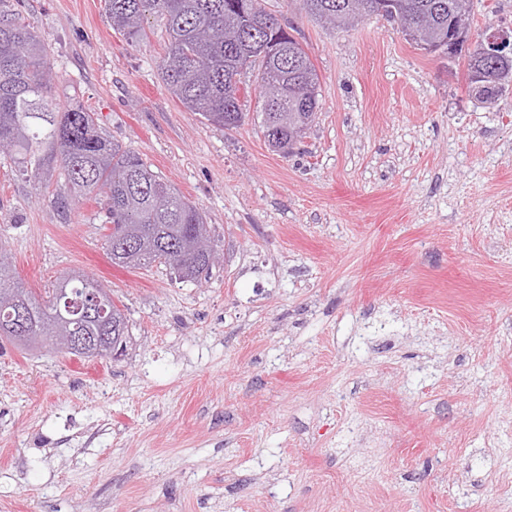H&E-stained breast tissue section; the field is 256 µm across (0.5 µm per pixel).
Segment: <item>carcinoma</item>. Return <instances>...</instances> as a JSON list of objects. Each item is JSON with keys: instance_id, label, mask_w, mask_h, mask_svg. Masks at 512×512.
<instances>
[{"instance_id": "1", "label": "carcinoma", "mask_w": 512, "mask_h": 512, "mask_svg": "<svg viewBox=\"0 0 512 512\" xmlns=\"http://www.w3.org/2000/svg\"><path fill=\"white\" fill-rule=\"evenodd\" d=\"M112 27L137 43L145 36L149 15L165 19L167 53L159 69L167 90L190 112L221 130L238 128L244 112L234 77L255 74L265 112L256 113L262 134L268 130L297 144L317 117L319 77L303 45L265 0H107ZM302 9L334 28H347L375 14L377 0H301ZM397 18L413 20L431 39L471 21L462 0H393ZM279 57L263 54L270 41ZM512 83L468 85L470 95L491 103ZM50 44L25 23L20 0H0V144L16 170L35 189H49L53 173L61 188L55 203L66 208L67 194L105 198V223L112 232L105 246L116 266L143 269L167 264V258L190 261L184 282H195L215 263L195 256L198 238L219 251L206 215L197 204L154 172L134 149L112 141L98 114L75 96L55 95ZM75 289L72 300L87 306L89 293L103 288L80 272L63 276ZM30 299L28 332L52 341L62 353L58 302L38 299L16 281L12 262L0 248V309L10 301Z\"/></svg>"}]
</instances>
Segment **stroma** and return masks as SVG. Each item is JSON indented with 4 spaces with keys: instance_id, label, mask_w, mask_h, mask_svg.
I'll use <instances>...</instances> for the list:
<instances>
[{
    "instance_id": "obj_1",
    "label": "stroma",
    "mask_w": 512,
    "mask_h": 512,
    "mask_svg": "<svg viewBox=\"0 0 512 512\" xmlns=\"http://www.w3.org/2000/svg\"><path fill=\"white\" fill-rule=\"evenodd\" d=\"M320 80L293 155L165 88L161 17L128 44L105 0H23L111 138L205 213L199 283L115 266L101 197L61 211L0 153V242L44 294L72 270L123 305L121 361L0 342V512H512V88L372 16L267 0ZM512 83V64H509V75L505 81L500 83L479 82L468 85L470 95L482 103H491L503 93L506 86Z\"/></svg>"
}]
</instances>
